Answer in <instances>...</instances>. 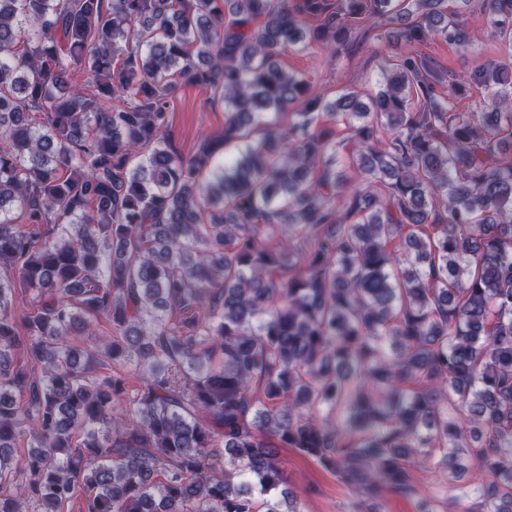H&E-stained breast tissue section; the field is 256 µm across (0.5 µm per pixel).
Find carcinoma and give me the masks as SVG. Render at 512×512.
Segmentation results:
<instances>
[{
  "label": "carcinoma",
  "instance_id": "carcinoma-1",
  "mask_svg": "<svg viewBox=\"0 0 512 512\" xmlns=\"http://www.w3.org/2000/svg\"><path fill=\"white\" fill-rule=\"evenodd\" d=\"M479 11L511 47L512 0ZM382 23L364 100L278 62ZM467 26L448 0H0V512H303L282 448L355 512H439L415 469L512 512V77L417 50ZM183 86L224 100V164L169 139Z\"/></svg>",
  "mask_w": 512,
  "mask_h": 512
}]
</instances>
